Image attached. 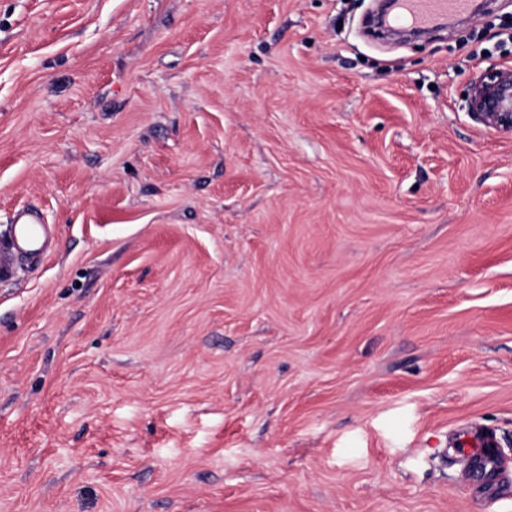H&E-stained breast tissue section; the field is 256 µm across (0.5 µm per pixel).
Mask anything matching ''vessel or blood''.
Returning <instances> with one entry per match:
<instances>
[{
  "label": "vessel or blood",
  "mask_w": 512,
  "mask_h": 512,
  "mask_svg": "<svg viewBox=\"0 0 512 512\" xmlns=\"http://www.w3.org/2000/svg\"><path fill=\"white\" fill-rule=\"evenodd\" d=\"M470 5L471 0H395L387 22L397 27L428 28L441 19L467 13ZM50 234L39 209L16 210L11 241L6 246L0 244V277L12 272L14 252H42ZM453 446L455 454L468 463L467 476L475 493L485 498L498 495L506 476L496 432L463 430L457 433Z\"/></svg>",
  "instance_id": "vessel-or-blood-1"
}]
</instances>
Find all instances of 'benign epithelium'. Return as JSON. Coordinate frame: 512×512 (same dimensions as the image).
<instances>
[{
    "label": "benign epithelium",
    "mask_w": 512,
    "mask_h": 512,
    "mask_svg": "<svg viewBox=\"0 0 512 512\" xmlns=\"http://www.w3.org/2000/svg\"><path fill=\"white\" fill-rule=\"evenodd\" d=\"M464 108L476 122L512 133V67L491 64L477 69L470 79Z\"/></svg>",
    "instance_id": "obj_1"
}]
</instances>
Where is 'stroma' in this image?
I'll return each instance as SVG.
<instances>
[{"label": "stroma", "mask_w": 512, "mask_h": 512, "mask_svg": "<svg viewBox=\"0 0 512 512\" xmlns=\"http://www.w3.org/2000/svg\"><path fill=\"white\" fill-rule=\"evenodd\" d=\"M0 0V512H512V0ZM471 0H395L387 23L390 26L428 28L448 16L464 14ZM464 108L485 127L512 133V67L491 64L477 69ZM51 230L45 224L43 213L34 207H23L12 217V237L8 246L0 244V277L13 270V252H42ZM453 451L468 463L467 477L476 494L487 498L498 495L505 484L503 458L494 431L462 430L457 433Z\"/></svg>", "instance_id": "35a3bbf8"}]
</instances>
